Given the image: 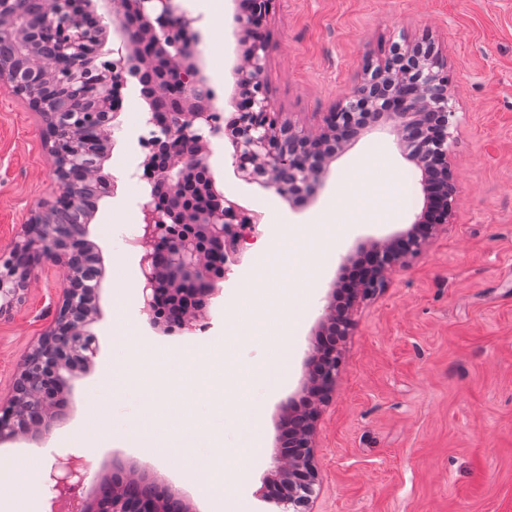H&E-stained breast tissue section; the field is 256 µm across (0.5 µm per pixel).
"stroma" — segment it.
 Returning a JSON list of instances; mask_svg holds the SVG:
<instances>
[{"label": "stroma", "instance_id": "stroma-1", "mask_svg": "<svg viewBox=\"0 0 512 512\" xmlns=\"http://www.w3.org/2000/svg\"><path fill=\"white\" fill-rule=\"evenodd\" d=\"M180 4L196 20L212 105L231 113V69L240 50L235 0ZM264 31L270 96L300 126L317 129L323 113L358 85L366 61L425 34L448 60L459 117L451 154L459 193L448 227L351 311L341 369L316 423L321 486L314 512H512V0H276ZM144 111L136 83H129L103 166L113 190L88 226L103 267L99 318L89 327L95 354L70 385L66 412L46 441L0 443V512H49L57 493L47 475L55 459L67 455L87 462L98 478L110 475L116 460L147 468L193 512H216V493L187 478L208 448L158 457L146 451L136 427L151 412L134 376L150 370L160 385L183 354L220 350L240 368L283 371L276 385L260 381L252 390L256 447L228 475L235 512H277L260 490L276 451L281 407L301 389L313 332L330 289L340 283L342 259L359 257L370 238L407 227L424 208L420 173L386 129L352 142L305 203L240 180L229 141H213L209 164L218 189L280 224L313 223L335 203L350 168L371 159L391 164L413 203L400 206L393 222L353 226L311 298L290 308L288 334L277 346L251 338L224 342L244 288L261 279L257 264L246 260L219 282L204 318L208 335L155 326L141 312L140 254L128 246L140 233L148 199ZM54 168L43 122L0 86V253L21 239L31 209L58 196ZM64 282L61 268L41 263L22 301L0 315V401L51 324ZM237 397V386L219 373L199 391L197 413L227 448L240 442L223 415Z\"/></svg>", "mask_w": 512, "mask_h": 512}]
</instances>
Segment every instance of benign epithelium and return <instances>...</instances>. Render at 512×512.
<instances>
[{"mask_svg":"<svg viewBox=\"0 0 512 512\" xmlns=\"http://www.w3.org/2000/svg\"><path fill=\"white\" fill-rule=\"evenodd\" d=\"M275 0H244L235 15V33L243 49L233 67L231 103L236 112L224 125L213 119V105L200 91L207 81L197 64L199 35L195 18L177 0H112L113 13L120 19L135 17L139 38L126 40L120 33L112 59L97 70L92 84L98 107L117 119L123 90L136 81L145 104L149 128L148 151L142 161L150 186L142 206L143 234L140 265L145 278L142 312L155 321L159 305L185 296L191 305L181 310V330H196L213 298L215 284L229 263L240 256L242 239L259 232L260 214L221 194L214 180L200 185L203 198L217 197L211 205L180 208V195L190 172L208 168L211 139L226 138L233 152L235 173L246 183H256L290 201L314 197L323 184L330 162L363 132L389 127L400 148L422 173L427 198V220L416 218L408 228L371 241L363 278L354 288L352 301L374 295L386 287L399 265L408 264L422 253L429 240L447 226L458 191L450 158V129L457 124L456 104L451 90L448 63L434 43L424 41L365 66L361 83L350 96L324 113L315 132L306 131L278 112L264 78L268 46L263 23ZM40 28H29L20 10V0H0V49L17 50L34 43L50 42L67 63L72 77L85 72L86 56L95 49V37L103 29L101 19L72 9L71 0H45ZM149 68L151 80L143 79ZM9 84L30 109L53 132L50 152L55 174L65 193L76 202L79 189L66 182L64 171L87 152L73 134V125L62 115L80 119L88 101L84 86L74 84L63 95L45 81L42 71L25 74L19 67L0 62V83ZM49 210L31 211L24 240L16 247H33L54 237L55 225L44 223ZM47 261L66 270V282L56 303L54 318L23 359L12 394L0 405V442L27 436L31 420L18 411L29 399L35 411H49L53 390L68 385L93 352L88 327L94 318L81 312L86 291L81 278L83 258L67 247L55 245ZM34 267L15 268L0 256V314L22 300ZM351 327L349 311L336 306V289H331L318 320L310 356L304 365L303 408L290 400L283 407L280 427L295 428L288 442L277 441L278 449L265 477L272 492L264 499L285 512H310L309 505L319 486L312 437L319 406L329 399L341 360L336 348L323 343L326 336L346 335ZM88 468L72 456L59 457L49 472L57 490L69 491L85 482ZM172 493L159 489L145 470L112 463V495L99 502L88 501L81 512H169Z\"/></svg>","mask_w":512,"mask_h":512,"instance_id":"1","label":"benign epithelium"}]
</instances>
